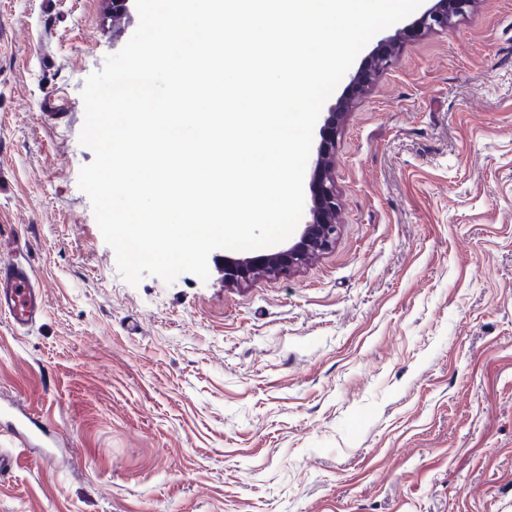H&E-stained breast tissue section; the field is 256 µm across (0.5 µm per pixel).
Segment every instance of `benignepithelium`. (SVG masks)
<instances>
[{
  "label": "benign epithelium",
  "instance_id": "benign-epithelium-1",
  "mask_svg": "<svg viewBox=\"0 0 512 512\" xmlns=\"http://www.w3.org/2000/svg\"><path fill=\"white\" fill-rule=\"evenodd\" d=\"M432 5L404 31V34L434 29H451L455 18L465 14L473 0H431ZM399 40L387 36L380 40L379 49L372 53L366 64L351 79L346 93L340 95L329 107L328 116L320 133L316 148V160L310 182V221L304 225L299 237L288 248L261 255L251 260L224 265V283L240 284L262 273L278 276L291 271L306 260L331 249L336 242L339 224L336 222L338 195L332 174V156L336 135L348 110L351 100L369 88L374 73L390 66Z\"/></svg>",
  "mask_w": 512,
  "mask_h": 512
}]
</instances>
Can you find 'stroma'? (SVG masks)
I'll return each instance as SVG.
<instances>
[{
    "label": "stroma",
    "instance_id": "obj_1",
    "mask_svg": "<svg viewBox=\"0 0 512 512\" xmlns=\"http://www.w3.org/2000/svg\"><path fill=\"white\" fill-rule=\"evenodd\" d=\"M102 0H0V512H512V0L405 40L336 138L339 234L290 273L131 285L78 186ZM65 112L49 120L50 105ZM43 292L32 269L21 262H0V311L16 327L35 323L44 311Z\"/></svg>",
    "mask_w": 512,
    "mask_h": 512
}]
</instances>
